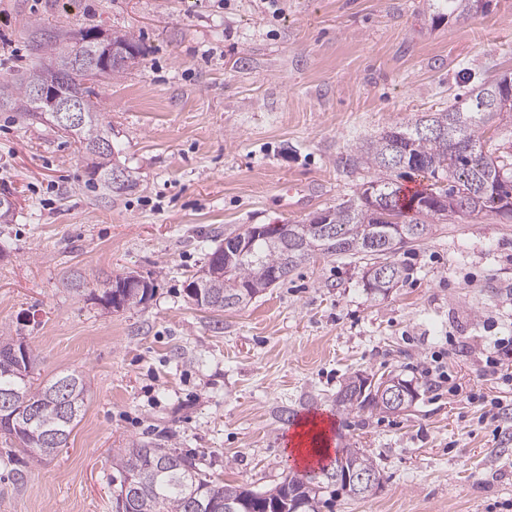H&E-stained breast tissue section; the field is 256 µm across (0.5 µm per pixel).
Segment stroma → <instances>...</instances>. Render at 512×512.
Returning a JSON list of instances; mask_svg holds the SVG:
<instances>
[{"label":"stroma","instance_id":"35a3bbf8","mask_svg":"<svg viewBox=\"0 0 512 512\" xmlns=\"http://www.w3.org/2000/svg\"><path fill=\"white\" fill-rule=\"evenodd\" d=\"M132 33L144 51L99 104L129 185L48 124L0 109V330L40 356L39 380L78 371L85 412L38 460L0 438V512H113L112 457L149 442L211 479L268 490L294 467L290 424L329 416L334 448H362L383 480L324 512H512V222L437 224L404 247L403 281L368 293L359 256H319L246 307L194 306L190 277L226 235L304 224L370 173L356 144L512 73V0L436 17L428 0H0V83L36 57L29 23ZM135 273L133 309L91 285ZM441 360L443 377L428 375ZM412 381L398 413L346 415L353 373ZM508 405L493 422L491 402Z\"/></svg>","mask_w":512,"mask_h":512}]
</instances>
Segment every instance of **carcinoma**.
I'll return each mask as SVG.
<instances>
[{
	"mask_svg": "<svg viewBox=\"0 0 512 512\" xmlns=\"http://www.w3.org/2000/svg\"><path fill=\"white\" fill-rule=\"evenodd\" d=\"M475 0H432L431 7L446 11L448 16L472 13ZM44 24L36 22L31 29V46L48 63L34 66L18 81L0 84V109L22 112L39 123H48L57 132L73 140L85 153L102 138L109 137L112 126L104 124L103 114L97 111V85L92 74L78 64L79 59L96 52V27L79 30L80 39L63 35L43 37ZM112 44L123 49L103 64L104 78L125 73L141 55L134 37L114 31ZM42 87L55 98L75 99L83 102L88 118L83 126L68 129L60 126L50 109L35 103L32 92ZM495 91L494 83H482L473 88L467 101L452 105L448 110L423 116L411 126H395L375 139L360 143L352 154L355 167L375 171H398L397 178L379 176L362 184L358 195L325 211L324 230H312L305 224L288 225V243L292 250L285 251L282 230L274 224L266 225L252 250L235 254L234 241L240 234L231 233L211 255L220 254L229 264L227 278L206 279L202 291L211 301V310L222 311L225 290L235 285L246 287L258 294L267 288L268 275L284 267L288 272L306 263L316 255H361L365 259V272L380 266L388 270L395 281L405 278L406 268L395 260L407 244L426 239L424 228L430 221L446 220L448 215L434 211L433 196L446 194L465 202L471 215L483 212L500 215L502 208L512 204V154L489 148V123L497 119L512 123V99L500 100L494 108L486 105ZM436 125L440 132L425 135L421 129ZM112 155L92 159V175H101L107 189ZM407 173H423L434 179L430 188L406 197L398 178ZM453 183L443 188L438 180L443 175ZM401 225L404 235L393 229ZM150 288H129L125 307L143 304L151 295ZM39 356L35 351L12 336L0 335V391L15 394L17 407L35 410L37 419L24 427L0 419V434L22 451L34 457H48L64 448L73 429L80 422L85 406L87 382L77 373L57 375L38 385L33 382V371ZM74 380L76 395L80 399L69 415L61 414L54 387L66 379ZM347 395L336 393V408L344 413L355 411L389 412L391 408L381 402L377 393L365 386L360 376H352L345 383ZM346 462L334 458L320 467L323 479L316 481L295 473L274 488L260 492L246 487L207 478L193 459L170 448L145 443H133L112 458L116 485V505L123 512H190V499L196 498L204 506L203 512H242L251 506L255 512L274 509L275 504L293 512H321L325 493L331 487L341 489L338 477L344 465L372 473H380L375 460L359 448H343Z\"/></svg>",
	"mask_w": 512,
	"mask_h": 512,
	"instance_id": "carcinoma-1",
	"label": "carcinoma"
}]
</instances>
